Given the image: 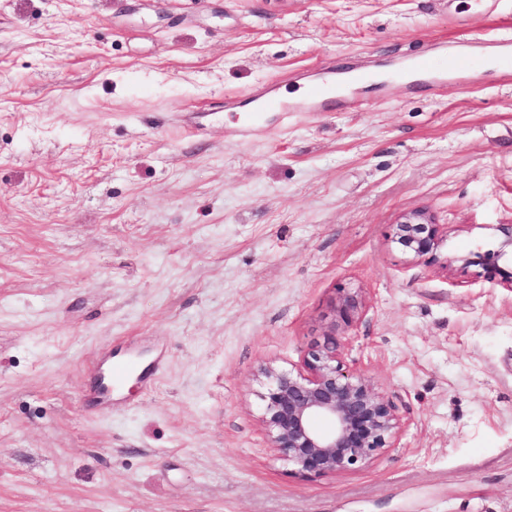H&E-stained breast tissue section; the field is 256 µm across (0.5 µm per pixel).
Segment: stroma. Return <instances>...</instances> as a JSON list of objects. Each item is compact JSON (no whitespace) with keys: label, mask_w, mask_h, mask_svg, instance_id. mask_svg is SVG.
<instances>
[{"label":"stroma","mask_w":512,"mask_h":512,"mask_svg":"<svg viewBox=\"0 0 512 512\" xmlns=\"http://www.w3.org/2000/svg\"><path fill=\"white\" fill-rule=\"evenodd\" d=\"M512 0H0V512H512V289L412 260L512 224ZM469 57L422 89L409 54ZM383 75L361 110L252 97ZM363 301L343 357L404 426L307 478L253 376L300 369ZM164 361L151 390L98 366ZM447 232L429 212L417 209L402 216L394 240L413 259L435 264L439 262L438 253ZM362 308V302L354 294H343L338 306V316L344 326L349 329L353 327Z\"/></svg>","instance_id":"stroma-1"}]
</instances>
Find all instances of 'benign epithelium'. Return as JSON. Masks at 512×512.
Instances as JSON below:
<instances>
[{"instance_id": "1", "label": "benign epithelium", "mask_w": 512, "mask_h": 512, "mask_svg": "<svg viewBox=\"0 0 512 512\" xmlns=\"http://www.w3.org/2000/svg\"><path fill=\"white\" fill-rule=\"evenodd\" d=\"M498 232V249L472 250L444 265L477 266L512 288V224L499 225ZM445 237L442 225L417 209L396 224L394 240L412 258L435 264ZM361 308L358 296H342L338 316L346 328L353 327ZM255 380L262 386L260 421L272 448L306 477L369 466L395 447L403 427L386 394L364 373L346 365L334 338L311 349L302 370L293 373L268 363L260 366Z\"/></svg>"}]
</instances>
